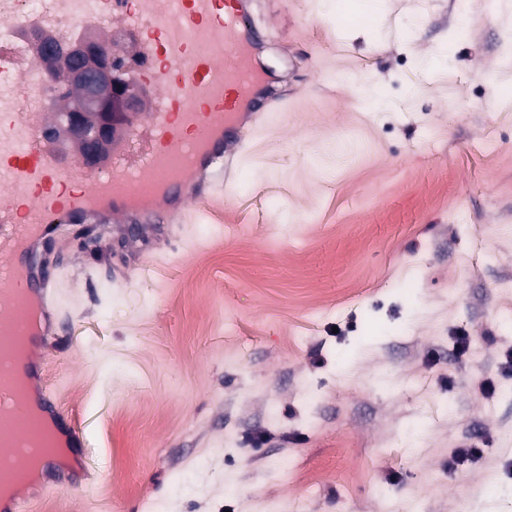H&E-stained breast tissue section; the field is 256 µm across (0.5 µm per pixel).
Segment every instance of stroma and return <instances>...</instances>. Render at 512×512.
Segmentation results:
<instances>
[{
    "instance_id": "obj_1",
    "label": "stroma",
    "mask_w": 512,
    "mask_h": 512,
    "mask_svg": "<svg viewBox=\"0 0 512 512\" xmlns=\"http://www.w3.org/2000/svg\"><path fill=\"white\" fill-rule=\"evenodd\" d=\"M251 10L291 102L226 167L235 191L163 236L88 250L76 224L46 248L45 377L85 447L30 502L481 512L489 475L512 512V0Z\"/></svg>"
}]
</instances>
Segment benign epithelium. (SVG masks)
I'll use <instances>...</instances> for the list:
<instances>
[{"label": "benign epithelium", "mask_w": 512, "mask_h": 512, "mask_svg": "<svg viewBox=\"0 0 512 512\" xmlns=\"http://www.w3.org/2000/svg\"><path fill=\"white\" fill-rule=\"evenodd\" d=\"M37 46L45 80L60 83L65 91L79 88L90 103L69 117L64 128L78 145L79 164L93 169L107 155L117 125L140 110L141 88L128 82L129 65L120 64L112 55V47L89 32L63 52L55 51L44 37L38 38Z\"/></svg>", "instance_id": "benign-epithelium-1"}]
</instances>
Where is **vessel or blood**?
Returning a JSON list of instances; mask_svg holds the SVG:
<instances>
[{
    "mask_svg": "<svg viewBox=\"0 0 512 512\" xmlns=\"http://www.w3.org/2000/svg\"><path fill=\"white\" fill-rule=\"evenodd\" d=\"M69 26L97 19L122 24L137 35L135 81L150 85L151 111L130 117L112 148L110 166L93 171L64 160L44 136L45 112L33 99H51L46 84L31 82L36 62L0 37V331L27 330L30 308L52 306V282L35 247L64 224H134L167 211L179 216L207 191V175L225 153L239 155L248 121L276 100V89L255 61L258 46L249 0H96L78 11L61 3ZM12 366L0 356V407L15 415L12 437L31 435L23 403L12 386Z\"/></svg>",
    "mask_w": 512,
    "mask_h": 512,
    "instance_id": "obj_1",
    "label": "vessel or blood"
}]
</instances>
